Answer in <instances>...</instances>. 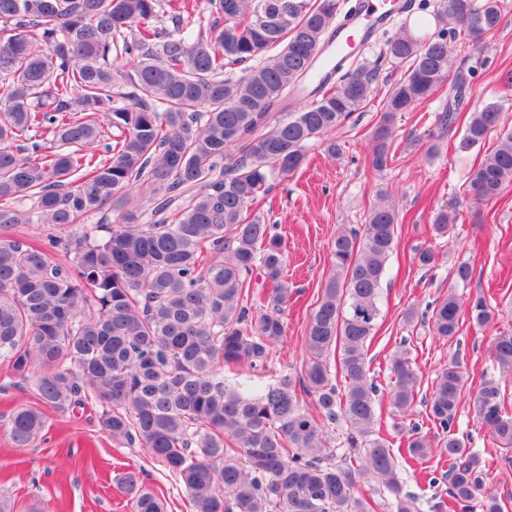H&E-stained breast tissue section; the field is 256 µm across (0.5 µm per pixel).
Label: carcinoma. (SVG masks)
Masks as SVG:
<instances>
[{"mask_svg":"<svg viewBox=\"0 0 512 512\" xmlns=\"http://www.w3.org/2000/svg\"><path fill=\"white\" fill-rule=\"evenodd\" d=\"M209 5L217 21L207 30L164 35L149 25L160 0H0V360L21 378L39 367L38 394L53 410L95 404L100 429L148 449L192 512H374L359 494L368 478L391 495L390 512H417L402 494L394 441L374 429L377 389L367 378L397 239L392 209H372L361 232L336 234L334 275L308 318L301 384L288 373L224 379L226 368L265 369L292 295L282 244L249 208L302 165L309 141L361 108L375 73L326 77L315 101L276 121L324 50L340 0ZM432 18L428 36L404 23L384 41L382 57L409 67L373 136L377 171L390 164L396 114L446 81L454 95L442 122L453 125L471 71L452 69L448 25L477 41L498 28L499 0H437ZM242 63L238 78L224 76ZM498 121L494 103L472 113L458 150L480 145ZM107 128L119 135L101 152ZM511 186L510 131L473 171L469 191L486 203ZM106 211L115 221L85 223ZM456 217L436 213V235ZM20 224L67 235L27 242L13 232ZM256 273L271 288L266 310L253 312ZM403 318L452 338L464 319L483 327L493 311L478 296L465 313L450 291L431 312L409 307ZM490 357L512 375L511 332L494 338ZM391 372L389 403L405 418L420 385L409 350L394 355ZM466 382L459 361L441 368L426 401L441 434L430 440L411 427L401 455L421 464L440 448L451 512H503L482 494L479 459L454 428ZM472 404L492 440L511 450L506 390L484 378ZM341 422V447L331 448L328 428ZM45 427L44 411L26 404L5 425L18 448ZM120 487L135 512H165L138 474Z\"/></svg>","mask_w":512,"mask_h":512,"instance_id":"obj_1","label":"carcinoma"}]
</instances>
